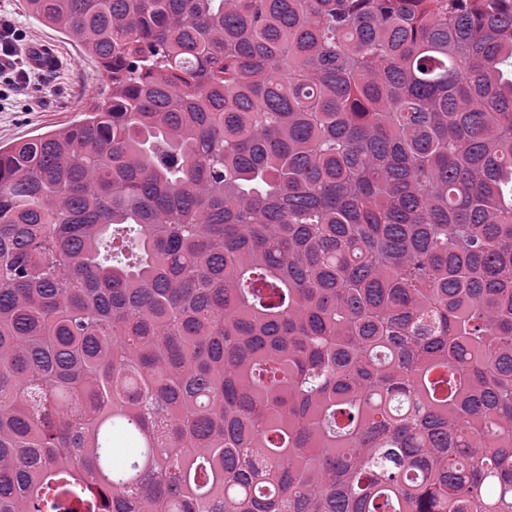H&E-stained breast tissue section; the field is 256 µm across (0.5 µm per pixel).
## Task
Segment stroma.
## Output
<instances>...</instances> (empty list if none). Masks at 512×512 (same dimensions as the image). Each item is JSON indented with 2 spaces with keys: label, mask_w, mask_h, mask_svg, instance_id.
Returning <instances> with one entry per match:
<instances>
[{
  "label": "stroma",
  "mask_w": 512,
  "mask_h": 512,
  "mask_svg": "<svg viewBox=\"0 0 512 512\" xmlns=\"http://www.w3.org/2000/svg\"><path fill=\"white\" fill-rule=\"evenodd\" d=\"M23 3L0 0V11L10 14L28 39L52 45L60 65L5 100L0 112V143L5 145L77 122L84 104L104 90L95 60L78 43L29 17Z\"/></svg>",
  "instance_id": "obj_1"
}]
</instances>
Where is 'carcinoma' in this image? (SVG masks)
<instances>
[{"label":"carcinoma","mask_w":512,"mask_h":512,"mask_svg":"<svg viewBox=\"0 0 512 512\" xmlns=\"http://www.w3.org/2000/svg\"><path fill=\"white\" fill-rule=\"evenodd\" d=\"M110 94L0 146V512H512V0H25Z\"/></svg>","instance_id":"1"}]
</instances>
